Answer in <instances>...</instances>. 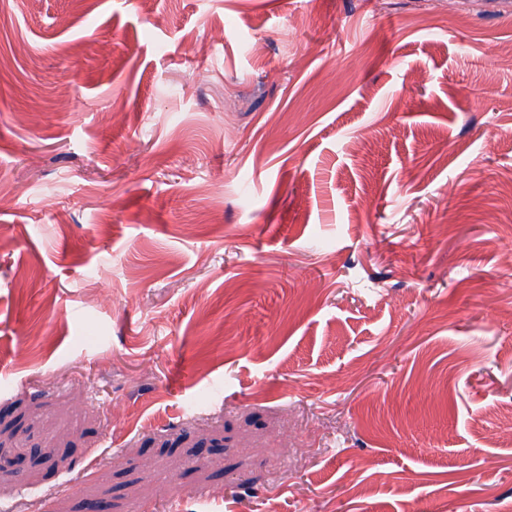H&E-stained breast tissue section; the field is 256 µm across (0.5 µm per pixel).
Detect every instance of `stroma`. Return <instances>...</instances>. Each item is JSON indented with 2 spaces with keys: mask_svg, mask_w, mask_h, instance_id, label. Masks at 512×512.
Here are the masks:
<instances>
[{
  "mask_svg": "<svg viewBox=\"0 0 512 512\" xmlns=\"http://www.w3.org/2000/svg\"><path fill=\"white\" fill-rule=\"evenodd\" d=\"M512 12L0 0V502L512 512Z\"/></svg>",
  "mask_w": 512,
  "mask_h": 512,
  "instance_id": "stroma-1",
  "label": "stroma"
}]
</instances>
